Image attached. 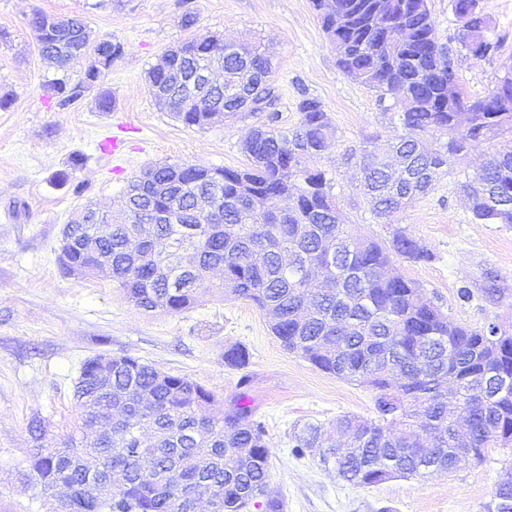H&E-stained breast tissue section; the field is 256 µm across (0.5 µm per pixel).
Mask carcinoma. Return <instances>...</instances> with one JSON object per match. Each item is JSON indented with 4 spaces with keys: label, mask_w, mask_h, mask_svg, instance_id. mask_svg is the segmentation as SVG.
I'll return each mask as SVG.
<instances>
[{
    "label": "carcinoma",
    "mask_w": 512,
    "mask_h": 512,
    "mask_svg": "<svg viewBox=\"0 0 512 512\" xmlns=\"http://www.w3.org/2000/svg\"><path fill=\"white\" fill-rule=\"evenodd\" d=\"M321 26L336 51L338 67L357 70V77L383 99L399 94L400 120L406 130L390 149L401 155L412 178L393 184L376 152L361 157L364 195L372 212L390 218L433 186L427 172H448L470 143L501 137L506 144L492 153L466 188L473 198L471 212L480 224L512 225V70L485 96L472 98L464 90L448 99V51L439 41L428 0H342L347 6L341 25L312 0ZM42 14L28 19L41 54L65 69L87 25L75 16L56 30L39 27ZM488 27L473 34L482 56L498 53ZM218 40H187L165 53V64L149 69V94L162 89L165 111L189 127L208 125V113L190 100L188 84L195 68L210 62ZM90 62L83 79L73 85L60 80L53 94L66 105L96 85L103 71L122 54L107 40L88 46ZM224 66L235 79L218 85L209 97L210 111L235 118L249 101L272 105L274 90L264 78L271 73V54L260 47L224 44ZM486 104L483 112L467 114L459 124L461 104ZM301 119L293 129L260 126L244 170L196 164L150 167L160 184L179 186L165 197L129 181L112 233L99 244L102 277L119 284L133 304L146 311L160 308L177 313L191 307L211 286L209 272L224 268L222 288L230 295L273 309L278 321L271 333L283 346L323 372L359 382L376 391V421L343 415L351 439L344 453L326 444L323 463L336 476L360 486L385 481V475L420 476L460 469L467 448L512 450V332L501 333L494 348L485 346V331L448 320L425 302L420 287L402 275L384 270L393 256L421 263L433 259L404 229L393 230L380 243L347 224L332 194L325 172L306 162L319 157L332 136L322 102L302 95ZM448 135L440 148L426 134ZM248 185L271 197L295 203L267 224L249 202L238 199ZM216 191L214 214L198 215L194 196ZM157 211L174 213L168 224L154 223ZM140 233L148 248L161 254L180 248L197 253L194 272H180L168 260L136 263L125 249L126 235ZM336 241L326 257L321 242ZM288 251L293 264L285 267L279 253ZM329 267L333 287L311 300L303 267ZM399 370L392 384L383 376L386 362ZM80 408L81 441L69 438L60 448L32 449L25 482L43 500L63 482L74 494L63 512H187L190 489L212 493L211 512H243L252 493L265 495L264 512H283L282 502L266 494L269 449L264 427L249 420L252 410L234 405L216 408L212 391L185 376L161 373L128 356L112 366V377L100 379L97 360L83 363L75 384ZM320 427L307 424L294 433L297 448H317ZM125 473L112 486V472ZM486 512H512V490L495 486Z\"/></svg>",
    "instance_id": "1"
}]
</instances>
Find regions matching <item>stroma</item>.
<instances>
[{"label": "stroma", "mask_w": 512, "mask_h": 512, "mask_svg": "<svg viewBox=\"0 0 512 512\" xmlns=\"http://www.w3.org/2000/svg\"><path fill=\"white\" fill-rule=\"evenodd\" d=\"M480 7L499 51L491 58L455 55L473 96L487 93L512 66V0H480ZM36 10L82 17L94 40L123 47L97 87L75 103L60 105L50 85L81 81L85 65L60 70L41 56L28 26ZM188 10L198 22L186 30L180 18ZM212 35L270 48L280 127L299 124L301 94L322 102L334 135L313 166L325 172L349 223L381 241L405 228L433 254L425 263L396 259L399 273L453 322L512 328V225L475 223L459 189L497 140L473 147L393 220L377 218L359 188V160L365 149H386L401 134L398 109L394 97L378 98L338 68L312 0H0V96L12 100L0 109V512H49L19 479L34 446L30 428L42 425L49 448L75 433L80 368L109 356L187 376L225 406L250 407L267 430L269 488L284 512H485L512 451L490 448L481 463L425 478L370 487L338 480L315 451L295 452L291 437L307 423L337 437L336 420L345 414L376 419L369 387L289 352L261 309L223 290H206L178 313L145 312L111 280L60 266L64 225L89 205L117 210L128 181L145 167L248 166L242 147L257 118L189 127L148 94L146 73L171 46ZM106 89L116 99L109 112L97 107ZM76 155L81 165H73ZM462 288L470 289V301L459 299ZM234 345L249 352L244 366L224 361Z\"/></svg>", "instance_id": "1"}]
</instances>
